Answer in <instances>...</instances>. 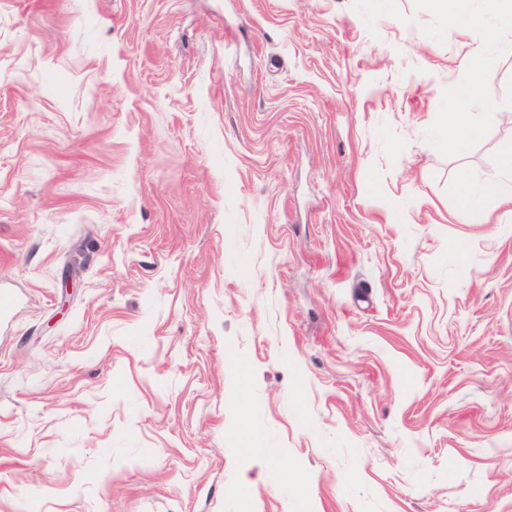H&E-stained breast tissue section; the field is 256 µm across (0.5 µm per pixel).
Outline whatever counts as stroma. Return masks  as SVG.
<instances>
[{"label":"stroma","mask_w":512,"mask_h":512,"mask_svg":"<svg viewBox=\"0 0 512 512\" xmlns=\"http://www.w3.org/2000/svg\"><path fill=\"white\" fill-rule=\"evenodd\" d=\"M481 7L0 0V512H512ZM473 134L469 113L465 110L456 113L454 121L448 130V141L451 145H457Z\"/></svg>","instance_id":"1"}]
</instances>
